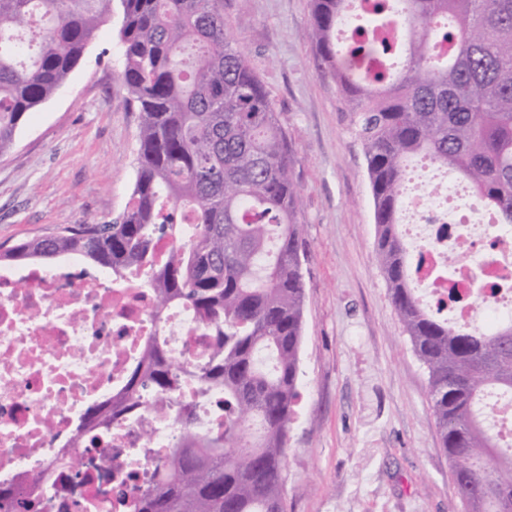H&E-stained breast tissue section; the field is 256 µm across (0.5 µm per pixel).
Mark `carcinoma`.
<instances>
[{"label":"carcinoma","instance_id":"obj_1","mask_svg":"<svg viewBox=\"0 0 512 512\" xmlns=\"http://www.w3.org/2000/svg\"><path fill=\"white\" fill-rule=\"evenodd\" d=\"M114 0H0V155L25 118L82 58ZM116 53L141 123L136 180L108 224H71L23 240L0 261L72 254L118 280L150 271L154 309L190 307L206 355L176 360L149 347L121 397L88 410L108 428L146 404L178 432L154 458L136 512H276L298 397L305 252L295 153L248 56L224 32V0H120ZM365 20L339 43L352 13ZM311 39L362 142L378 228L376 255L392 302L429 374V395L464 512H512V438L488 430L485 398L512 399V323L492 332L451 324L410 288L426 246L400 228L409 162L456 171L478 207L512 224V0H312ZM400 58L393 71L350 66ZM172 248L160 258L155 243ZM274 363L267 367L264 353ZM224 412L201 435L177 399L185 378ZM6 512L40 501L0 488Z\"/></svg>","mask_w":512,"mask_h":512}]
</instances>
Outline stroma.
<instances>
[{"label": "stroma", "instance_id": "1", "mask_svg": "<svg viewBox=\"0 0 512 512\" xmlns=\"http://www.w3.org/2000/svg\"><path fill=\"white\" fill-rule=\"evenodd\" d=\"M311 0H224L295 156L306 241L299 396L285 512H463L429 395L376 260L362 144L309 37ZM120 10L0 156V246L115 220L136 179L140 114L114 51Z\"/></svg>", "mask_w": 512, "mask_h": 512}]
</instances>
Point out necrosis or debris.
<instances>
[{
	"mask_svg": "<svg viewBox=\"0 0 512 512\" xmlns=\"http://www.w3.org/2000/svg\"><path fill=\"white\" fill-rule=\"evenodd\" d=\"M457 187L437 181L406 194V233L427 244L418 274L436 305H452L457 323L477 314L512 318V226L472 223L453 204ZM145 270L113 280L66 256L53 268L0 269V486L33 473L43 512H134L151 484L152 457L176 445L169 423L151 408L117 420L98 438L79 436L88 408L111 402L159 339L178 358L199 359L210 339L184 305L153 315ZM113 457L102 470L100 456Z\"/></svg>",
	"mask_w": 512,
	"mask_h": 512,
	"instance_id": "1",
	"label": "necrosis or debris"
}]
</instances>
